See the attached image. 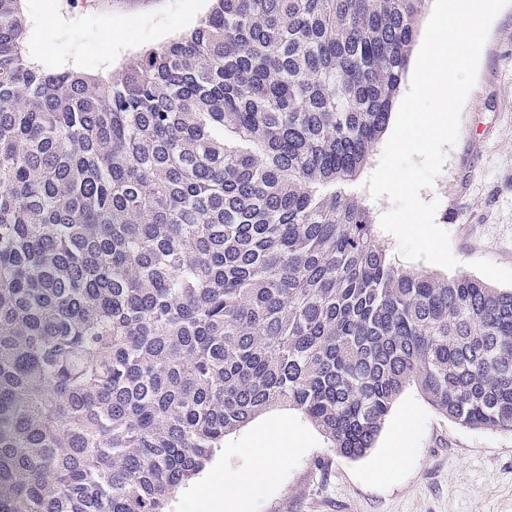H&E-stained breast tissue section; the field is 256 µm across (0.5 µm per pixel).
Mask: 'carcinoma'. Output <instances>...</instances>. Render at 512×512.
I'll use <instances>...</instances> for the list:
<instances>
[{"label": "carcinoma", "mask_w": 512, "mask_h": 512, "mask_svg": "<svg viewBox=\"0 0 512 512\" xmlns=\"http://www.w3.org/2000/svg\"><path fill=\"white\" fill-rule=\"evenodd\" d=\"M0 0V512H164L300 411L373 448L414 385L512 431V291L396 264L352 185L427 0H211L102 82Z\"/></svg>", "instance_id": "carcinoma-1"}]
</instances>
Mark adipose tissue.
<instances>
[{
	"label": "adipose tissue",
	"mask_w": 512,
	"mask_h": 512,
	"mask_svg": "<svg viewBox=\"0 0 512 512\" xmlns=\"http://www.w3.org/2000/svg\"><path fill=\"white\" fill-rule=\"evenodd\" d=\"M287 435V423L278 424L276 436L271 444L253 459L250 467L242 472L235 482L223 483L219 476L215 475L205 485V492L215 503L220 504L226 500L240 499L250 488L272 481L278 462L286 460L290 453L286 440Z\"/></svg>",
	"instance_id": "adipose-tissue-1"
}]
</instances>
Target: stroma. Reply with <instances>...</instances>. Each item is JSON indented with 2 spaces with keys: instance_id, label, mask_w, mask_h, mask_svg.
<instances>
[{
  "instance_id": "obj_1",
  "label": "stroma",
  "mask_w": 512,
  "mask_h": 512,
  "mask_svg": "<svg viewBox=\"0 0 512 512\" xmlns=\"http://www.w3.org/2000/svg\"><path fill=\"white\" fill-rule=\"evenodd\" d=\"M210 8V0H21L24 50L44 70L97 78L189 32ZM420 196L437 201L435 221L450 235L458 272L512 290V5L490 26L458 139ZM282 419L291 452L275 481L257 488L238 512H512V432L458 425L413 387L399 396L373 448L358 459L331 451L298 411L265 413L227 435L212 457L225 481L266 447ZM405 419L411 452L381 471L394 429Z\"/></svg>"
}]
</instances>
